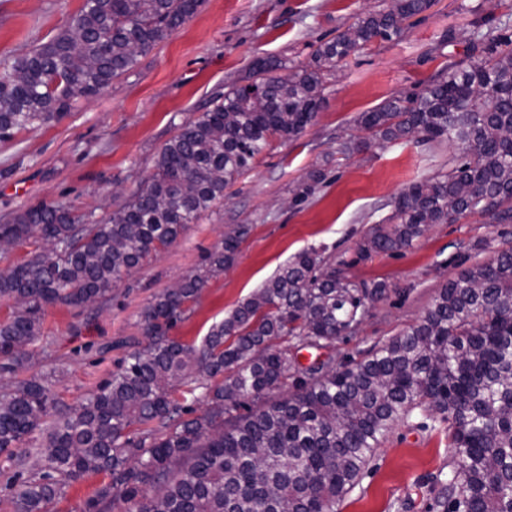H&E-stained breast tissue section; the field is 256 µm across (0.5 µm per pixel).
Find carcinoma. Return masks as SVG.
I'll list each match as a JSON object with an SVG mask.
<instances>
[{
  "mask_svg": "<svg viewBox=\"0 0 512 512\" xmlns=\"http://www.w3.org/2000/svg\"><path fill=\"white\" fill-rule=\"evenodd\" d=\"M200 0H84L68 27L16 59L24 79L0 81V141L56 121L96 95L180 27ZM432 0H398L320 46L312 69L254 81L187 121L162 149L145 187L97 220L43 203L0 224V237L32 241L31 256L0 273V455L23 477L14 512H54L90 474L105 481L80 512H337L400 420L448 429L459 469L438 480L443 512H512V247L473 263L439 289L419 322L341 368L302 365L354 335L383 283L357 285L327 268L324 249L297 253L200 344L169 335L189 318L208 280L231 263L238 226L205 267L155 295L137 343L95 392L61 401L48 375L17 380L47 308H81L112 288L224 199L271 141L312 123L325 74L377 39L399 37ZM369 141L458 143L448 173L412 183L387 223L366 234L360 257L414 245L430 224L477 214L512 221V40L477 33L464 59L420 91L357 119ZM292 381L291 389L270 394ZM200 402L201 413L188 401ZM46 433L40 447L29 442Z\"/></svg>",
  "mask_w": 512,
  "mask_h": 512,
  "instance_id": "1",
  "label": "carcinoma"
}]
</instances>
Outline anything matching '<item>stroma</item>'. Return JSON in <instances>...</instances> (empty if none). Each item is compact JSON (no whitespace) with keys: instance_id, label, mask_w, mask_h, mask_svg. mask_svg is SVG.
<instances>
[{"instance_id":"obj_1","label":"stroma","mask_w":512,"mask_h":512,"mask_svg":"<svg viewBox=\"0 0 512 512\" xmlns=\"http://www.w3.org/2000/svg\"><path fill=\"white\" fill-rule=\"evenodd\" d=\"M83 0H0V79L14 60L64 30ZM384 0H202L195 14L158 42L100 94L78 100L69 114L0 142V224L46 202H71L104 215L143 185L165 144L225 91L253 79L256 63L286 76L312 64L316 50ZM512 36V0H434L411 18L401 37L375 41L325 79L315 120L298 139L273 141L223 203L189 225L177 241L126 277L94 312L55 306L20 377L56 373L66 403L94 392L140 341V314L165 288L201 268L224 235L249 233L234 261L209 279L190 317L172 337L201 342L295 254L325 250L356 284L386 283L378 303L348 341L305 350L333 366L361 358L415 324L439 288L465 263L488 262L512 246L511 224L477 216L430 225L408 250L359 256L375 224L392 212L412 182L447 172L456 144L398 141L349 154L356 119L386 101L422 89L448 62L462 58L474 31ZM323 174L312 184L314 174ZM458 459L441 430L398 422L378 448L359 486L339 512H430L439 475Z\"/></svg>"}]
</instances>
